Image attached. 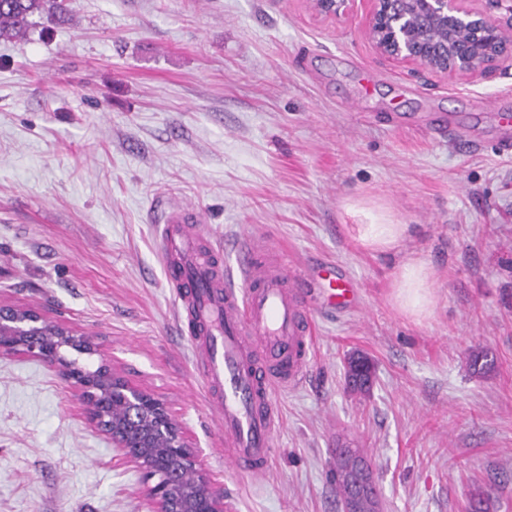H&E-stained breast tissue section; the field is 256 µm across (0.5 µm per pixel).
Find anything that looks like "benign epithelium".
I'll return each instance as SVG.
<instances>
[{"label": "benign epithelium", "mask_w": 512, "mask_h": 512, "mask_svg": "<svg viewBox=\"0 0 512 512\" xmlns=\"http://www.w3.org/2000/svg\"><path fill=\"white\" fill-rule=\"evenodd\" d=\"M349 0H313L316 11L329 17L345 13ZM465 0H370L366 33L385 58L420 64L440 74H483L512 59V31L483 12L464 6ZM52 319L32 308L0 304V355L19 354L51 366L79 391L87 420L112 439L123 463L137 468L147 485L148 512H224V492L215 487L198 465L169 407L144 389L129 384L100 355L99 345L76 330L59 327L56 336H40L24 324H49ZM84 348L100 356L99 372L89 383L70 373L65 352ZM120 392L130 417L144 415L147 427L135 437L122 422L105 420L104 407ZM154 448L192 471V480L179 485L149 464L145 449ZM372 485L364 462L343 512H356Z\"/></svg>", "instance_id": "benign-epithelium-1"}]
</instances>
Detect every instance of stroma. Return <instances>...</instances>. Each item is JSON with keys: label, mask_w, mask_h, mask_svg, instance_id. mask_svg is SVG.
I'll return each mask as SVG.
<instances>
[{"label": "stroma", "mask_w": 512, "mask_h": 512, "mask_svg": "<svg viewBox=\"0 0 512 512\" xmlns=\"http://www.w3.org/2000/svg\"><path fill=\"white\" fill-rule=\"evenodd\" d=\"M371 4L72 0L0 39V303L90 337L164 400L231 512H341L336 441L363 449L383 512H512V61L439 75L380 56ZM472 131L437 136L433 120ZM217 242L253 232L298 271L336 264L357 309L320 315L305 381L275 388L265 475L229 469L156 250L154 205ZM406 224L388 251L359 209ZM432 272L419 319L394 302L407 259ZM492 364L474 371L471 353ZM373 365L351 393L345 359ZM0 512H146L141 475L46 364L0 355Z\"/></svg>", "instance_id": "stroma-1"}]
</instances>
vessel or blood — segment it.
<instances>
[{
    "label": "vessel or blood",
    "mask_w": 512,
    "mask_h": 512,
    "mask_svg": "<svg viewBox=\"0 0 512 512\" xmlns=\"http://www.w3.org/2000/svg\"><path fill=\"white\" fill-rule=\"evenodd\" d=\"M158 244L220 416L226 459L247 477L260 476L280 425L275 388L303 383L318 308L352 305L357 286L336 267L319 268L310 278L321 285L322 303L313 307L275 244L245 233L216 247L199 215L182 207L161 212ZM228 251L234 264L224 262Z\"/></svg>",
    "instance_id": "vessel-or-blood-1"
}]
</instances>
